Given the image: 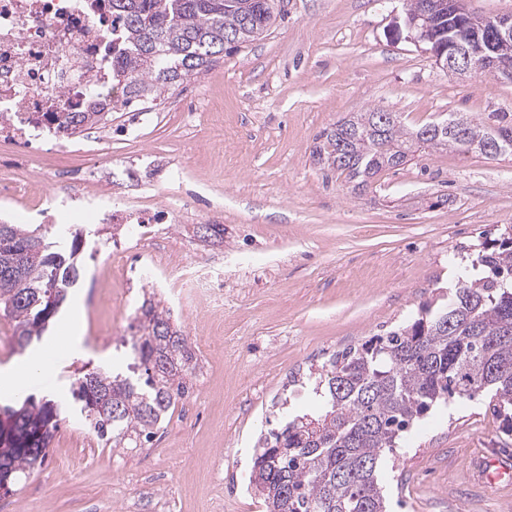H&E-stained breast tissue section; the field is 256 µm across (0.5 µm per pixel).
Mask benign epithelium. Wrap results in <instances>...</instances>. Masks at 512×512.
<instances>
[{
    "mask_svg": "<svg viewBox=\"0 0 512 512\" xmlns=\"http://www.w3.org/2000/svg\"><path fill=\"white\" fill-rule=\"evenodd\" d=\"M456 17V29L467 31L462 38L448 30V44L429 50L437 66L460 78L482 70L512 77V59L497 55L495 46L512 41V15L486 17L470 12L462 0H425L422 12L405 14L404 26H395L396 35L406 29L407 38L416 42L435 41L434 26L445 15Z\"/></svg>",
    "mask_w": 512,
    "mask_h": 512,
    "instance_id": "benign-epithelium-1",
    "label": "benign epithelium"
}]
</instances>
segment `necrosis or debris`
Wrapping results in <instances>:
<instances>
[{
  "mask_svg": "<svg viewBox=\"0 0 512 512\" xmlns=\"http://www.w3.org/2000/svg\"><path fill=\"white\" fill-rule=\"evenodd\" d=\"M112 83V13L97 0H0V141L32 149L54 140L66 152H88L109 137ZM96 113L83 124L85 141L69 134L65 117ZM14 200L15 221L63 224L75 212L103 215L144 239L152 217L113 210L108 191L84 173H61L0 185Z\"/></svg>",
  "mask_w": 512,
  "mask_h": 512,
  "instance_id": "1",
  "label": "necrosis or debris"
}]
</instances>
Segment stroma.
<instances>
[{
	"label": "stroma",
	"mask_w": 512,
	"mask_h": 512,
	"mask_svg": "<svg viewBox=\"0 0 512 512\" xmlns=\"http://www.w3.org/2000/svg\"><path fill=\"white\" fill-rule=\"evenodd\" d=\"M406 0H283L262 36L156 101L158 120L128 131L112 115V199L146 213L186 208L188 221L127 257H210L224 280L215 313L172 280L101 272L90 244L85 274L40 344L47 370L28 393L65 401L76 370L126 371L144 291L155 292L198 359L191 396L151 443L107 448L63 409L43 465L0 512H265L249 486L257 441L311 397L286 395L293 369L412 323L446 295L453 257L476 253L512 225V156L427 150L380 173L361 193L310 156L315 136L353 112L382 108L409 126L449 113H512V80H461L396 39ZM219 224L223 239L200 238ZM75 349L57 343L70 313ZM512 458V433L489 395L432 409L398 448L380 483L387 512H512V484L486 487L489 459Z\"/></svg>",
	"instance_id": "stroma-1"
}]
</instances>
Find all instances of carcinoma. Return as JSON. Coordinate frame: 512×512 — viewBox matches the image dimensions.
Listing matches in <instances>:
<instances>
[{"label": "carcinoma", "instance_id": "carcinoma-1", "mask_svg": "<svg viewBox=\"0 0 512 512\" xmlns=\"http://www.w3.org/2000/svg\"><path fill=\"white\" fill-rule=\"evenodd\" d=\"M120 43L112 73L133 100L154 102L254 41L279 15L276 0H109ZM463 115L427 135L432 123L402 124L382 108L353 112L315 138L311 157L358 189L383 170L405 166L422 149L483 152L493 138L512 155V118ZM44 224H0V317L24 348L42 339L80 279L79 237L69 249ZM445 301L421 308L413 323L335 355L310 373L318 429L298 415L259 441L250 483L267 512H386L379 473L415 423L434 406L482 393L512 420V225L496 246L471 260ZM133 336V380L104 367L71 385L84 427L104 446L139 448L189 396L197 358L170 310L144 299ZM60 404L26 397L0 404V481L44 462Z\"/></svg>", "mask_w": 512, "mask_h": 512}]
</instances>
